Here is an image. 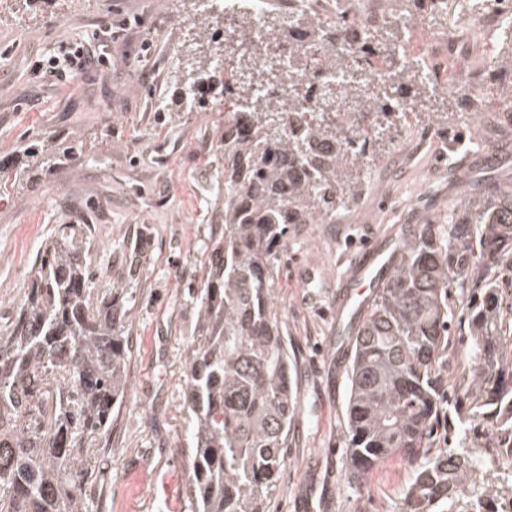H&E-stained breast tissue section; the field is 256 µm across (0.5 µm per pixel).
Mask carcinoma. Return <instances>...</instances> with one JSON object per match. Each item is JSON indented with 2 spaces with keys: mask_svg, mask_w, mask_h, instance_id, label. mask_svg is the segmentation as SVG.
Listing matches in <instances>:
<instances>
[{
  "mask_svg": "<svg viewBox=\"0 0 512 512\" xmlns=\"http://www.w3.org/2000/svg\"><path fill=\"white\" fill-rule=\"evenodd\" d=\"M368 24L312 20L271 28L300 51L286 67L256 65L228 44L222 58L189 65L182 110L192 112L204 72L224 74V105L250 99L243 124L224 121V237L220 260L194 297L203 313L186 370L189 496L196 512H263L285 465L297 413L293 363L272 297L278 254L291 224H327L352 201L375 146L396 126L391 109L437 94L417 59L373 77L395 57L402 29L363 37L366 53L336 43ZM495 70L512 98V35ZM345 71L363 111L336 114L332 88L310 96L300 77ZM280 95L249 98L253 85ZM86 224H65L36 265L10 326L0 328V512H86L98 483L94 450L121 403L129 354L123 289L95 296ZM347 373L349 466L358 478L397 455L413 468L403 512H483L512 499V468L489 465L512 448V183L488 182L449 205L437 224H410L377 278L351 336ZM447 426L450 441L435 448Z\"/></svg>",
  "mask_w": 512,
  "mask_h": 512,
  "instance_id": "carcinoma-1",
  "label": "carcinoma"
}]
</instances>
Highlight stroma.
I'll return each mask as SVG.
<instances>
[{
	"mask_svg": "<svg viewBox=\"0 0 512 512\" xmlns=\"http://www.w3.org/2000/svg\"><path fill=\"white\" fill-rule=\"evenodd\" d=\"M408 46L420 55L430 32L466 35L481 22L462 0H446ZM196 0H10L0 9V327L15 316L44 246L64 224L87 225L93 286L123 289L124 334L131 345L125 397L95 456L102 466L87 512H194L186 495L189 422L185 371L202 320L189 294L215 262L224 233V100L182 112L177 71L197 51L222 44L223 27L195 28ZM110 63L69 81L34 74L36 57L87 39L104 26ZM153 53L141 59L143 42ZM502 42L486 31L458 70L429 67L441 90L420 99L408 123L378 144L355 205L332 224H295L280 253L273 307L295 360L299 403L266 512H400L413 471L390 457L360 482L346 468L345 354L358 316L337 310L353 257L398 221L448 215L469 179L512 182V155L497 166L454 173L458 154L493 144L512 114L500 110L493 68ZM466 83L472 107L449 96ZM71 144V158L37 171L32 145Z\"/></svg>",
	"mask_w": 512,
	"mask_h": 512,
	"instance_id": "35a3bbf8",
	"label": "stroma"
}]
</instances>
